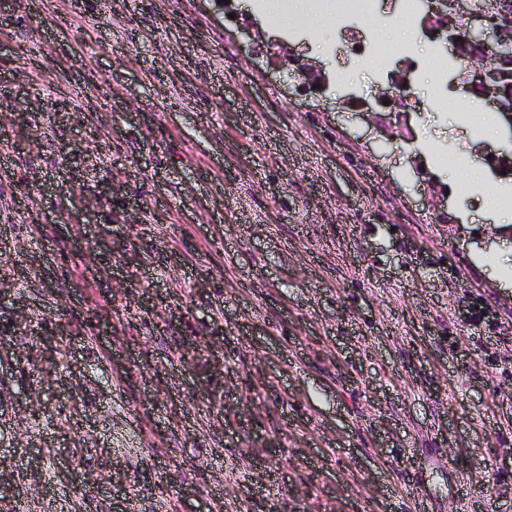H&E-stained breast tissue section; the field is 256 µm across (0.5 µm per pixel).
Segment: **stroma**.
<instances>
[{
  "mask_svg": "<svg viewBox=\"0 0 512 512\" xmlns=\"http://www.w3.org/2000/svg\"><path fill=\"white\" fill-rule=\"evenodd\" d=\"M379 2L419 111L302 0H0V512H512V129Z\"/></svg>",
  "mask_w": 512,
  "mask_h": 512,
  "instance_id": "35a3bbf8",
  "label": "stroma"
}]
</instances>
